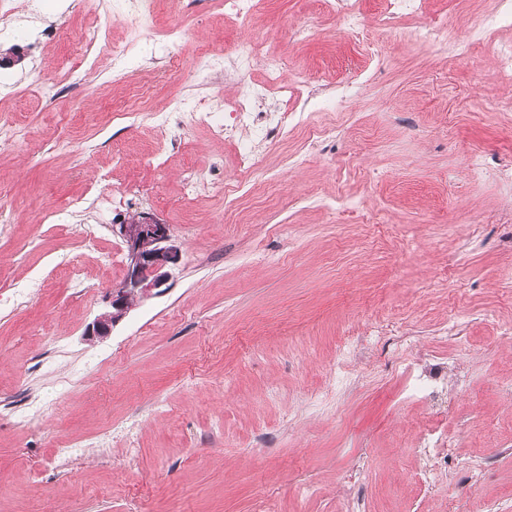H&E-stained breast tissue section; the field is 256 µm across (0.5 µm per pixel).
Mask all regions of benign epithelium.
Listing matches in <instances>:
<instances>
[{
    "label": "benign epithelium",
    "instance_id": "benign-epithelium-1",
    "mask_svg": "<svg viewBox=\"0 0 512 512\" xmlns=\"http://www.w3.org/2000/svg\"><path fill=\"white\" fill-rule=\"evenodd\" d=\"M112 232L125 247L127 271L123 282L111 289L107 310L87 326L85 335L91 340L110 336L133 302L163 287L180 260L171 226L149 212L115 221Z\"/></svg>",
    "mask_w": 512,
    "mask_h": 512
}]
</instances>
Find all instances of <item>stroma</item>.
<instances>
[{
    "label": "stroma",
    "instance_id": "stroma-1",
    "mask_svg": "<svg viewBox=\"0 0 512 512\" xmlns=\"http://www.w3.org/2000/svg\"><path fill=\"white\" fill-rule=\"evenodd\" d=\"M494 6L425 0L415 23L478 27ZM384 8L363 0L365 28L348 38L328 0H263L255 32L308 78V108L336 137L315 144L307 128L290 129L251 188L237 185L238 143L200 127L172 139L123 113L134 98L155 111L212 96L213 85L193 78L198 49L232 50L245 33L207 0L187 17L158 0L153 24L138 30L117 21L110 0L95 17L67 0L13 17L21 34L0 51L18 46L23 60L0 68V140L19 125L27 135L0 152V212L10 216L0 221V512H252L262 489L271 512H344L339 477L357 465L367 512H512V397L500 390L512 378V339L501 334L512 322V190L471 180L465 165L472 151L493 166L512 162V112L481 107L512 96V84L490 70L497 35L459 58L417 43L414 28L386 33ZM309 18L313 32L293 37ZM92 26L138 53L103 60L81 94L41 97ZM173 26L182 69L151 82ZM44 30L59 36L35 48ZM367 66L358 96L339 110L325 104L337 81ZM65 139L72 150L61 149ZM160 151L165 168L146 166ZM218 158L215 180L184 196L186 174ZM100 194L112 199L106 222ZM53 210L60 221L48 219ZM141 212L171 225L181 261L164 293L88 342L126 265L100 267L78 235L91 229L122 249L113 220ZM74 260L88 288L80 298ZM33 280L38 291L14 305L13 288ZM368 313L405 325L419 351L439 346L437 329L463 315L469 386L442 417L458 457L488 461L476 491L452 466L419 494L405 434L434 417L400 404L393 349L364 353L355 382L331 402L299 400L324 380L350 322ZM23 401L25 424L11 412ZM116 423L129 438L99 456L90 441ZM80 442L85 453L56 467L54 449Z\"/></svg>",
    "mask_w": 512,
    "mask_h": 512
}]
</instances>
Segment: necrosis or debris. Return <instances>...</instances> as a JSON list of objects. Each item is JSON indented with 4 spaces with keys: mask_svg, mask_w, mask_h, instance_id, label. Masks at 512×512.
<instances>
[{
    "mask_svg": "<svg viewBox=\"0 0 512 512\" xmlns=\"http://www.w3.org/2000/svg\"><path fill=\"white\" fill-rule=\"evenodd\" d=\"M213 5L223 9L230 22L249 32L232 55L205 49L196 57L197 76L206 81L223 76L225 84L232 88L231 96L225 97L224 101L215 100L207 104L179 103L173 112L148 114L163 132L172 127L184 131L204 126L216 139L241 143L237 170L241 178L249 180L263 173L268 147L287 138L288 126L294 118L292 112L279 107L270 111L260 110V103L298 92L306 78L291 68L286 57L269 52L265 39L251 35L258 0H213ZM502 28L512 29V0H497L495 12L481 27H461L452 31L447 25L435 23L420 27L416 37L421 43L462 56L490 32ZM257 62L261 63L265 77L256 84L251 81L250 74ZM394 330L393 324L369 320L361 331L347 336L341 356L328 369L330 384L312 393L310 404L320 405L333 389L349 385L354 376L353 362L358 348L377 345L391 336ZM400 372L405 378L407 398L421 402L436 415L441 414L450 394L464 391L467 387L460 355L454 351H441L428 357L407 351L400 362ZM453 446L445 429L415 428L417 479L421 486L435 487L447 475L448 462L452 459L456 460L458 469L467 475L470 482L479 481L484 472L483 461L455 458Z\"/></svg>",
    "mask_w": 512,
    "mask_h": 512,
    "instance_id": "1",
    "label": "necrosis or debris"
}]
</instances>
